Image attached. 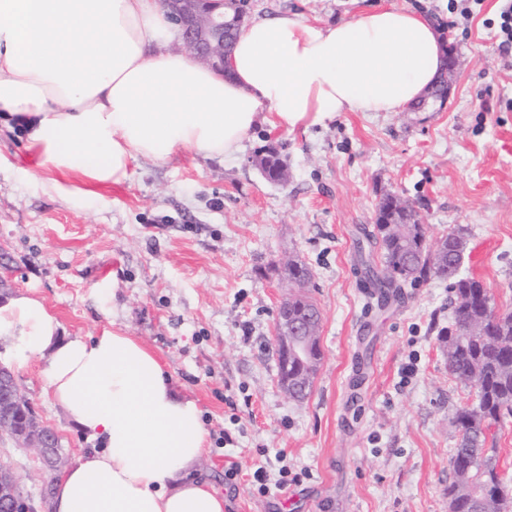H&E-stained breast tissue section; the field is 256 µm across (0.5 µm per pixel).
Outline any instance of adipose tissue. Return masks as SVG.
<instances>
[{
  "label": "adipose tissue",
  "instance_id": "1",
  "mask_svg": "<svg viewBox=\"0 0 512 512\" xmlns=\"http://www.w3.org/2000/svg\"><path fill=\"white\" fill-rule=\"evenodd\" d=\"M161 0H0V126L19 124L39 168L116 185L141 159L230 158L260 123L289 130L342 112H398L435 82L432 20L397 6L334 25L298 15L242 24L217 73L169 49ZM13 361L90 448L55 481L52 512H224L199 470L202 411L156 354L121 333L61 336L43 302L0 305Z\"/></svg>",
  "mask_w": 512,
  "mask_h": 512
}]
</instances>
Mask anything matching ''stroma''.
<instances>
[{"instance_id": "35a3bbf8", "label": "stroma", "mask_w": 512, "mask_h": 512, "mask_svg": "<svg viewBox=\"0 0 512 512\" xmlns=\"http://www.w3.org/2000/svg\"><path fill=\"white\" fill-rule=\"evenodd\" d=\"M389 3L452 33L457 67L444 102L344 112L304 133L261 126L235 157L144 159L127 182L89 194L80 176L36 168L19 134L0 130V297L42 300L63 336L107 328L153 350L203 411L201 467L227 512H448L454 417L468 400L438 338L448 283L405 286L379 308L358 250L380 198L400 196L429 240L462 231L463 274L487 286L496 311L512 310V49L497 36L500 0H468L466 18L449 0H251L249 12L335 24ZM270 146L287 182L267 181L253 163ZM51 178L58 189L46 188ZM291 259L311 270L307 293L322 315V359L301 402L278 383L275 324ZM16 374L75 462L88 445L38 361ZM0 458L25 494L50 479L9 440ZM260 465L264 495L251 482ZM284 467L299 482L280 486Z\"/></svg>"}]
</instances>
